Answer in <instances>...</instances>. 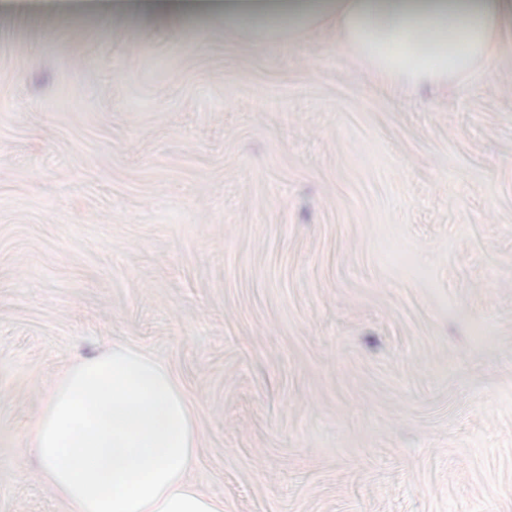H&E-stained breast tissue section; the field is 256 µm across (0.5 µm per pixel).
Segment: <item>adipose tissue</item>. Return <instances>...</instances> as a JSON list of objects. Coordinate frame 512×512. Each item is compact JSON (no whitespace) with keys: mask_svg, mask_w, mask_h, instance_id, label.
Masks as SVG:
<instances>
[{"mask_svg":"<svg viewBox=\"0 0 512 512\" xmlns=\"http://www.w3.org/2000/svg\"><path fill=\"white\" fill-rule=\"evenodd\" d=\"M225 25L262 39L325 23L377 82L475 85L501 50L512 0H223Z\"/></svg>","mask_w":512,"mask_h":512,"instance_id":"ef3b65f1","label":"adipose tissue"}]
</instances>
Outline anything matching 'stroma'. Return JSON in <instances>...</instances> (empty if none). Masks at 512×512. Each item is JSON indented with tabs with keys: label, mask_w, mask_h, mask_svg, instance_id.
<instances>
[{
	"label": "stroma",
	"mask_w": 512,
	"mask_h": 512,
	"mask_svg": "<svg viewBox=\"0 0 512 512\" xmlns=\"http://www.w3.org/2000/svg\"><path fill=\"white\" fill-rule=\"evenodd\" d=\"M502 39L409 94L328 25L0 0V512H70L30 429L115 343L177 380L224 512H512Z\"/></svg>",
	"instance_id": "35a3bbf8"
}]
</instances>
